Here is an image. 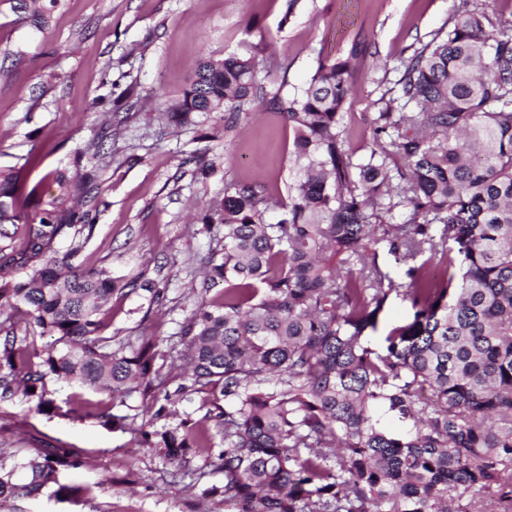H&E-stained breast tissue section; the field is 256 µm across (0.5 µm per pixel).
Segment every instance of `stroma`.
I'll use <instances>...</instances> for the list:
<instances>
[{
  "instance_id": "1",
  "label": "stroma",
  "mask_w": 512,
  "mask_h": 512,
  "mask_svg": "<svg viewBox=\"0 0 512 512\" xmlns=\"http://www.w3.org/2000/svg\"><path fill=\"white\" fill-rule=\"evenodd\" d=\"M60 0L47 34L33 32L11 11L0 12V169L41 158L30 182L48 172L80 174L77 150L117 130L101 161L95 229L85 265L123 282L103 306L113 347L149 342L154 368L172 398L163 410L133 399L106 414L136 417L125 428L106 414L73 411L80 383L47 376L55 408L44 413L24 394L0 400V465L16 490L0 502L6 512H225L221 455L224 436L210 428L209 448L191 453L188 485L178 463L144 444L143 432L181 423L204 424L213 396L195 391L177 358L182 326L201 302L206 262L223 236L203 224L206 209L230 184L265 187L276 216L296 178L293 131L269 103L312 75L318 58L346 55L357 42L370 54L353 76L344 123L364 150L379 99L400 77L401 63L432 35L450 28L460 0ZM251 53L266 103L254 105L236 129L223 111L197 127L169 119L170 106L201 59ZM214 171L200 177L202 162ZM147 281L151 291L126 289ZM57 451L51 480L26 495V464Z\"/></svg>"
}]
</instances>
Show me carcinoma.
<instances>
[{
	"label": "carcinoma",
	"instance_id": "cac0c4a2",
	"mask_svg": "<svg viewBox=\"0 0 512 512\" xmlns=\"http://www.w3.org/2000/svg\"><path fill=\"white\" fill-rule=\"evenodd\" d=\"M2 5L42 33L59 0ZM366 53L320 58L305 87L271 98L301 171L278 221L253 184L225 186L203 219L224 226L206 271L224 293L180 341L192 385L214 394L205 419L224 430L220 493L229 512H472L464 499L478 494L512 512V14L464 9L402 62L358 157L343 108ZM257 90L252 55L208 57L171 116L195 126L222 108L232 128ZM102 146L46 201L23 175L39 155L0 170V304L66 346L36 365L16 323L1 324L0 399L20 389L54 407L48 374L114 398L157 394L152 344L112 350L99 317L113 291L152 287L75 264L94 225L70 199L95 201ZM381 249L409 263L406 281L382 270ZM394 295L409 315L375 343ZM384 415L408 426L391 431ZM155 436L170 460L208 444L203 426ZM28 468L36 496L52 469Z\"/></svg>",
	"mask_w": 512,
	"mask_h": 512
}]
</instances>
